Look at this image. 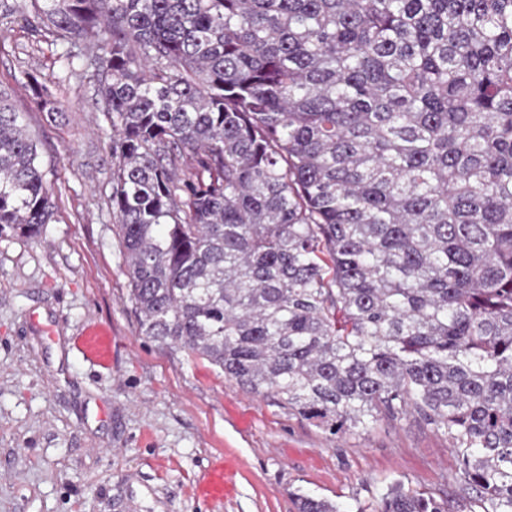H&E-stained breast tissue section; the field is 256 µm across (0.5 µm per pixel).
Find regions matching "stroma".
Listing matches in <instances>:
<instances>
[{"mask_svg": "<svg viewBox=\"0 0 512 512\" xmlns=\"http://www.w3.org/2000/svg\"><path fill=\"white\" fill-rule=\"evenodd\" d=\"M58 109H40L27 74ZM0 90L38 142L54 217L0 237V512H356L395 480L471 512L447 439L386 420L332 436L274 397L144 336L112 222V152L93 83L26 15L0 17ZM230 495L207 498L211 472ZM297 512H345L342 508L327 499H318L308 495L293 494Z\"/></svg>", "mask_w": 512, "mask_h": 512, "instance_id": "stroma-1", "label": "stroma"}]
</instances>
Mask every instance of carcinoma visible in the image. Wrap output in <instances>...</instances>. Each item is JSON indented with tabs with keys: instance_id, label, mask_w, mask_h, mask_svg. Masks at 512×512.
I'll return each instance as SVG.
<instances>
[{
	"instance_id": "carcinoma-1",
	"label": "carcinoma",
	"mask_w": 512,
	"mask_h": 512,
	"mask_svg": "<svg viewBox=\"0 0 512 512\" xmlns=\"http://www.w3.org/2000/svg\"><path fill=\"white\" fill-rule=\"evenodd\" d=\"M4 10L103 101L143 335L331 435L430 425L481 512H512V0ZM52 215L0 93V236ZM357 512L449 508L397 481Z\"/></svg>"
}]
</instances>
